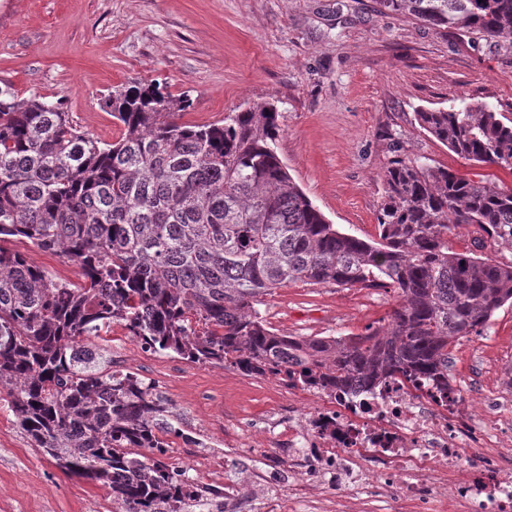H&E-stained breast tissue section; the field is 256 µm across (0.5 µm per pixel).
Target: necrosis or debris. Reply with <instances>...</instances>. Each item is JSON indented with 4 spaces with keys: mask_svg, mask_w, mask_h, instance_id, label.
<instances>
[{
    "mask_svg": "<svg viewBox=\"0 0 512 512\" xmlns=\"http://www.w3.org/2000/svg\"><path fill=\"white\" fill-rule=\"evenodd\" d=\"M316 398L304 416L278 417L272 469L310 474L333 492L364 494L379 484L405 504L432 491L440 512H512V460L461 471L465 449L496 447L497 437L475 428L456 387L443 396L395 376ZM438 459L444 466L433 486L423 485L420 475Z\"/></svg>",
    "mask_w": 512,
    "mask_h": 512,
    "instance_id": "necrosis-or-debris-1",
    "label": "necrosis or debris"
}]
</instances>
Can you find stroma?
Instances as JSON below:
<instances>
[{
    "mask_svg": "<svg viewBox=\"0 0 512 512\" xmlns=\"http://www.w3.org/2000/svg\"><path fill=\"white\" fill-rule=\"evenodd\" d=\"M0 78L24 97L66 99L74 125L108 143L122 126L104 99L135 82L190 92L194 107L181 117L190 124L274 104L277 150L294 182L330 223L365 240L377 235L395 157L512 184V172L459 158L415 120L457 97L512 119V40L478 42L379 12L375 0H0ZM396 303L384 288L297 283L259 310L278 335L337 338L384 324ZM95 346L104 368L122 358L187 421V439L170 438L164 462L200 476L207 456L226 454L225 434L251 418L245 447L226 454L238 494L256 512H312L297 492L310 476H276L262 489L238 478L273 455L267 418L296 405L302 390L150 351L120 328ZM449 352L450 378L479 411L490 396L512 395V304ZM0 512H112L107 488L63 473L33 447L4 393Z\"/></svg>",
    "mask_w": 512,
    "mask_h": 512,
    "instance_id": "stroma-1",
    "label": "stroma"
}]
</instances>
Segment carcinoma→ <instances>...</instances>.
Returning a JSON list of instances; mask_svg holds the SVG:
<instances>
[{
	"label": "carcinoma",
	"mask_w": 512,
	"mask_h": 512,
	"mask_svg": "<svg viewBox=\"0 0 512 512\" xmlns=\"http://www.w3.org/2000/svg\"><path fill=\"white\" fill-rule=\"evenodd\" d=\"M376 3L480 40L512 38V0ZM105 105L123 126L110 144L79 130L63 99L22 97L0 78V390L35 447L110 489L113 512L211 510L183 469L155 458L182 435L169 400L77 357L112 324L158 353L307 387L400 375L442 391L448 345L512 302V265L448 246L461 224L512 245V187L398 157L384 175L379 240L366 241L293 182L275 150L276 106L190 125L176 120L190 95L157 83ZM416 120L457 156L512 173V120L494 106L454 98ZM17 238L79 265L84 284L6 247ZM296 282L386 288L400 301L365 334L298 340L258 310Z\"/></svg>",
	"instance_id": "cac0c4a2"
}]
</instances>
